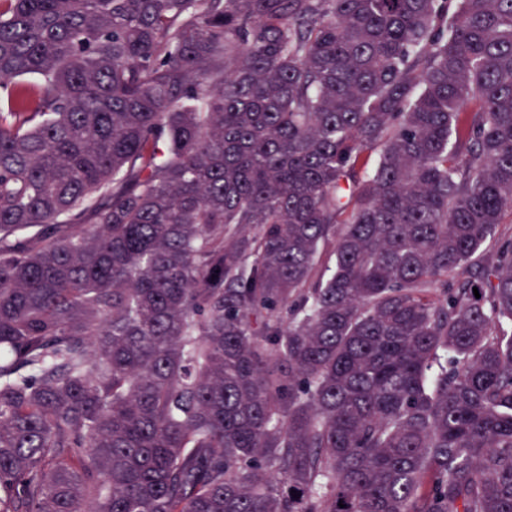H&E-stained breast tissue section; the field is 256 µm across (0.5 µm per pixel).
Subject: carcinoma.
Returning <instances> with one entry per match:
<instances>
[{"mask_svg": "<svg viewBox=\"0 0 512 512\" xmlns=\"http://www.w3.org/2000/svg\"><path fill=\"white\" fill-rule=\"evenodd\" d=\"M509 211L512 0H0V512H512Z\"/></svg>", "mask_w": 512, "mask_h": 512, "instance_id": "1", "label": "carcinoma"}]
</instances>
